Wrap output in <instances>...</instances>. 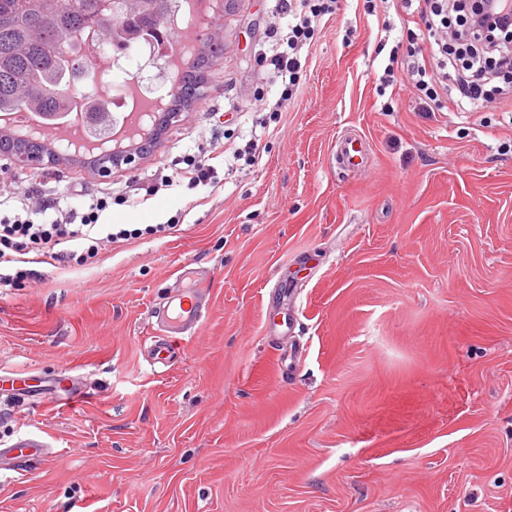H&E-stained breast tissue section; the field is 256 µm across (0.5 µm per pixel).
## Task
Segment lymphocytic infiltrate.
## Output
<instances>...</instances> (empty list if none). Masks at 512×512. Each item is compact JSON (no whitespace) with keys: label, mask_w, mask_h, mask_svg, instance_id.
<instances>
[{"label":"lymphocytic infiltrate","mask_w":512,"mask_h":512,"mask_svg":"<svg viewBox=\"0 0 512 512\" xmlns=\"http://www.w3.org/2000/svg\"><path fill=\"white\" fill-rule=\"evenodd\" d=\"M490 4V12L485 13L466 0H458L453 8L447 0H422L417 15L423 47L404 55L391 49L385 85H393L395 68H402L426 112L438 104V89L446 84L454 90L448 98L452 112L495 111L511 104L512 92L496 87L494 81L512 72V0H490ZM276 8L278 14L287 16L288 26L277 31L280 50L270 56L269 64L284 77L281 98L288 101L300 88V53L310 48L328 9L319 0H277ZM108 205V199L100 198L85 212L58 208L43 224L30 223L19 214L0 217V285H17L28 256L51 266L70 259L90 265L96 262L103 243L137 238V230L121 226L101 233L97 221ZM73 241L82 243V251L69 250Z\"/></svg>","instance_id":"1"}]
</instances>
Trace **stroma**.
Wrapping results in <instances>:
<instances>
[{"mask_svg":"<svg viewBox=\"0 0 512 512\" xmlns=\"http://www.w3.org/2000/svg\"><path fill=\"white\" fill-rule=\"evenodd\" d=\"M275 5L190 20L195 56L224 51L138 168L0 156V211L31 186L62 209L125 197L104 224L177 223L0 288V445L38 429L59 455L0 477V512H512V112L379 91L410 35L366 0H333L280 103ZM357 135L366 166L333 165ZM251 139L254 164L220 151ZM202 156L212 182L146 197ZM184 267L208 315L157 364L152 309ZM73 386L83 406L43 412Z\"/></svg>","mask_w":512,"mask_h":512,"instance_id":"35a3bbf8","label":"stroma"}]
</instances>
